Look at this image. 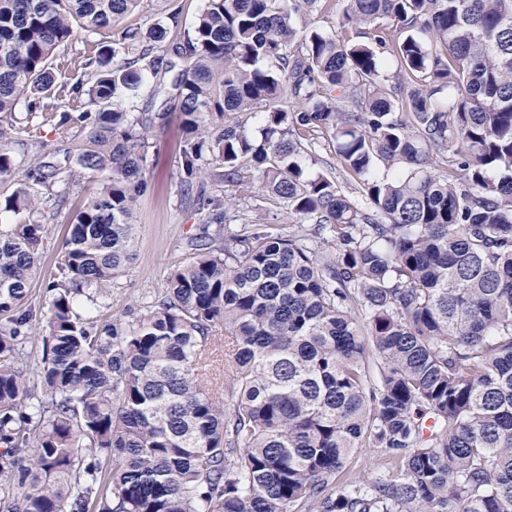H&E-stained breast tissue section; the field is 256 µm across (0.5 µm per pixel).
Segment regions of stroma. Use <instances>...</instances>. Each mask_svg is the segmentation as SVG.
Here are the masks:
<instances>
[{"mask_svg": "<svg viewBox=\"0 0 512 512\" xmlns=\"http://www.w3.org/2000/svg\"><path fill=\"white\" fill-rule=\"evenodd\" d=\"M182 139L181 125L174 116L151 134L146 165L150 187L139 206L134 259L112 285V313H121L148 296L161 294L171 271L190 257V243L198 234L203 217L183 196L178 167ZM45 221L49 231L41 246L40 272L31 290L36 307L49 301L46 286L54 277L69 229L63 217L55 213H47Z\"/></svg>", "mask_w": 512, "mask_h": 512, "instance_id": "stroma-1", "label": "stroma"}]
</instances>
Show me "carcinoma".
Listing matches in <instances>:
<instances>
[{
	"mask_svg": "<svg viewBox=\"0 0 512 512\" xmlns=\"http://www.w3.org/2000/svg\"><path fill=\"white\" fill-rule=\"evenodd\" d=\"M142 4L0 0V512H512V0H347L359 40L298 32L330 0H206L90 39ZM173 112L205 220L105 317ZM321 138L349 191L303 161ZM49 205L70 234L34 326ZM367 446L397 470L342 479Z\"/></svg>",
	"mask_w": 512,
	"mask_h": 512,
	"instance_id": "1",
	"label": "carcinoma"
}]
</instances>
